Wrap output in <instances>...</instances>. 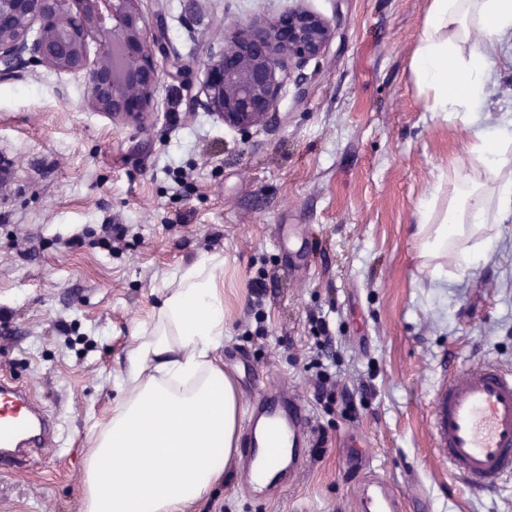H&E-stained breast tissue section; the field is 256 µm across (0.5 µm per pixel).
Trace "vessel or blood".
Wrapping results in <instances>:
<instances>
[{
	"instance_id": "1",
	"label": "vessel or blood",
	"mask_w": 512,
	"mask_h": 512,
	"mask_svg": "<svg viewBox=\"0 0 512 512\" xmlns=\"http://www.w3.org/2000/svg\"><path fill=\"white\" fill-rule=\"evenodd\" d=\"M261 422L276 431L279 446L287 449V470L268 468L274 448L258 434ZM58 433L57 418L30 389L0 375V472L33 466L32 449L56 447ZM431 434L464 486L488 489L511 477L512 373L491 363L449 372L435 393ZM311 435V416L299 395L254 380L242 454L244 472L260 475L251 492L294 483L307 460ZM362 485L358 512H403L389 484L368 477Z\"/></svg>"
}]
</instances>
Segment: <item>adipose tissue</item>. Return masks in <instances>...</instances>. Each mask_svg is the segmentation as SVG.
<instances>
[{
	"instance_id": "adipose-tissue-1",
	"label": "adipose tissue",
	"mask_w": 512,
	"mask_h": 512,
	"mask_svg": "<svg viewBox=\"0 0 512 512\" xmlns=\"http://www.w3.org/2000/svg\"><path fill=\"white\" fill-rule=\"evenodd\" d=\"M512 33V0H428L411 78L428 109L469 123L486 94L496 44ZM474 162L444 171L417 210L422 266L438 279L469 269L479 231L512 215V133L475 131ZM224 257L177 269L136 329L112 415L92 439L83 512H184L222 482L237 453L240 404L224 370Z\"/></svg>"
}]
</instances>
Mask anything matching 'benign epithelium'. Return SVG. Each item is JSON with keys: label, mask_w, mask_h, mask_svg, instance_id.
<instances>
[{"label": "benign epithelium", "mask_w": 512, "mask_h": 512, "mask_svg": "<svg viewBox=\"0 0 512 512\" xmlns=\"http://www.w3.org/2000/svg\"><path fill=\"white\" fill-rule=\"evenodd\" d=\"M143 0H0V80L43 66L82 80L96 112L114 122L138 121L159 90L158 57L174 75L190 65L167 51L164 13L148 16ZM297 5L263 21L224 24L200 62L205 79L191 97L242 132L261 127L278 105L291 71L322 58L336 26ZM95 54L89 55V47Z\"/></svg>", "instance_id": "1"}]
</instances>
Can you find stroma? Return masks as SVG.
Wrapping results in <instances>:
<instances>
[{"instance_id": "stroma-1", "label": "stroma", "mask_w": 512, "mask_h": 512, "mask_svg": "<svg viewBox=\"0 0 512 512\" xmlns=\"http://www.w3.org/2000/svg\"><path fill=\"white\" fill-rule=\"evenodd\" d=\"M291 0H165L171 52L144 123L93 111L81 82L37 66L0 80V375L62 421L60 449L0 474V512H82L86 450L118 398L136 326L171 271L224 257V368L288 385L313 419L310 456L282 492L247 495L230 467L189 512H354L363 472L407 512H512V477L467 491L436 454L434 395L449 371L512 372V218L470 269L433 281L416 209L439 171L470 166L474 127L512 123V36L474 126L430 112L410 77L427 0H307L336 24L327 55L292 73L266 126L242 135L189 111L212 15L264 20ZM122 239L103 246L102 227ZM334 338L322 399L310 362Z\"/></svg>"}]
</instances>
